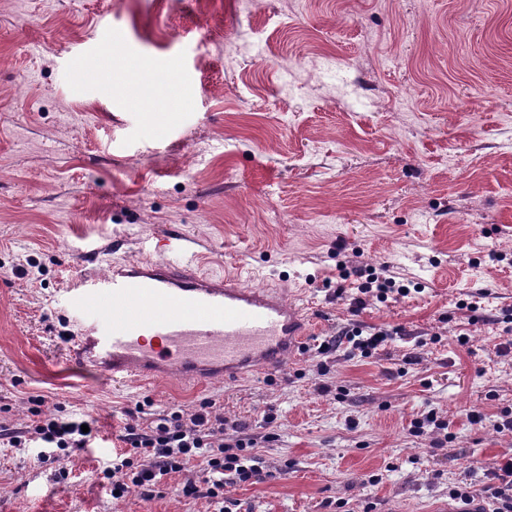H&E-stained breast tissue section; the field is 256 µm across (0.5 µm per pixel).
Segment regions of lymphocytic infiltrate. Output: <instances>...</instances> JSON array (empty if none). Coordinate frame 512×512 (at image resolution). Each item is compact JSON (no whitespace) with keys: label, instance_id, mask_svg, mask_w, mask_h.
I'll use <instances>...</instances> for the list:
<instances>
[{"label":"lymphocytic infiltrate","instance_id":"lymphocytic-infiltrate-1","mask_svg":"<svg viewBox=\"0 0 512 512\" xmlns=\"http://www.w3.org/2000/svg\"><path fill=\"white\" fill-rule=\"evenodd\" d=\"M79 419L50 414L35 420L26 436L9 435L13 448L26 447L35 441L41 446L40 460H47V451L83 448L92 439L83 432ZM124 442L129 456L113 459L102 475L113 489L127 492L137 489L141 497L153 499L165 476L186 470L190 462L199 465V478H186L180 493L186 498L216 499L224 494L225 476L247 482L258 478L260 471L252 453L253 440L228 438L224 435V416L204 409L194 412L175 410L157 415L148 425H129ZM452 500L469 506L482 500L491 512H512V452L496 460L487 473V481L478 490H452Z\"/></svg>","mask_w":512,"mask_h":512}]
</instances>
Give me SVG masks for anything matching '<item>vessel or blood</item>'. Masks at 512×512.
Here are the masks:
<instances>
[{
	"instance_id": "obj_1",
	"label": "vessel or blood",
	"mask_w": 512,
	"mask_h": 512,
	"mask_svg": "<svg viewBox=\"0 0 512 512\" xmlns=\"http://www.w3.org/2000/svg\"><path fill=\"white\" fill-rule=\"evenodd\" d=\"M72 293L112 306L73 323L70 356L113 383L232 381L275 373L308 345L313 325L277 288L205 272L190 251L171 259H113L85 272Z\"/></svg>"
}]
</instances>
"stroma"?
Returning a JSON list of instances; mask_svg holds the SVG:
<instances>
[{
    "label": "stroma",
    "instance_id": "35a3bbf8",
    "mask_svg": "<svg viewBox=\"0 0 512 512\" xmlns=\"http://www.w3.org/2000/svg\"><path fill=\"white\" fill-rule=\"evenodd\" d=\"M167 237L301 299L331 350L237 382L88 381L61 334L86 251ZM348 261L420 290L355 307ZM507 311L512 0H0V425L98 421L55 461L0 446V512H218L180 473L151 500L98 480L126 424L206 403L257 440L236 512H438L512 449ZM353 326L402 333L365 358L333 344ZM431 412L439 448L410 432Z\"/></svg>",
    "mask_w": 512,
    "mask_h": 512
}]
</instances>
